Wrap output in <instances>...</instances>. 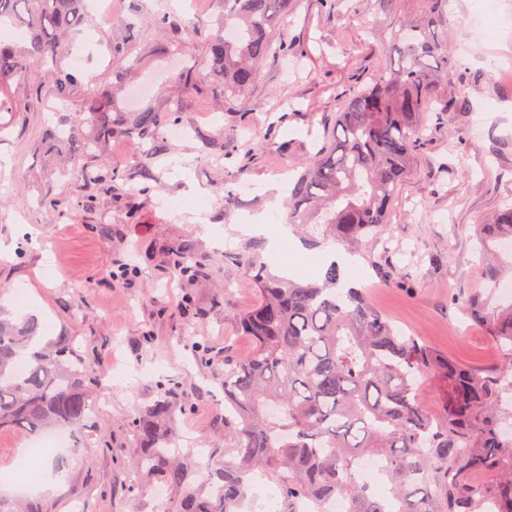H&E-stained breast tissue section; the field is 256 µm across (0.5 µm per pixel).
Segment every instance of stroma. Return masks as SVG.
<instances>
[{"instance_id":"35a3bbf8","label":"stroma","mask_w":512,"mask_h":512,"mask_svg":"<svg viewBox=\"0 0 512 512\" xmlns=\"http://www.w3.org/2000/svg\"><path fill=\"white\" fill-rule=\"evenodd\" d=\"M178 0H112L108 18H92L75 36L76 67L83 90L61 105L36 98L30 81L12 84L25 103L0 112V243L32 236L51 244L55 271L41 250L0 261V284L8 293L0 307L16 318H50L49 339L68 337L94 367L93 406L71 449L49 456L63 465V484L42 491L48 512H160L161 501L128 492L131 420L156 397L162 381L174 380L191 405L177 416L196 457L193 480L205 484L224 462V358L252 349L235 316L257 301L250 262L278 268L290 251L296 279L318 280L324 250L294 251L297 235H278L287 201L281 191L312 152V138L335 121L355 81L390 68L380 35L384 23L371 0H349L336 14L320 0H295L283 28L301 58L270 57L253 88L228 98L221 81L200 77L181 95L177 121L187 137L168 140L167 151L140 175L137 136H113L106 148L117 182L99 180L96 163L70 175L50 140V113L82 112L90 95L112 94L103 44L122 35V18L136 16L141 44L127 57L126 92L143 84L144 102L164 111L182 67L154 49L172 33L151 17ZM448 43L462 63L458 78L469 84L467 109L445 115L417 150L411 173L392 201L381 231L358 253L337 248L345 281L358 283L377 311L405 332L421 336L440 355L474 367L496 366L493 340L457 308L481 286L476 226L512 203V0H454ZM223 139L224 156L203 154V139ZM252 180L256 190L231 201L212 196L216 183L236 188ZM135 211H127V203ZM110 222L97 228L96 215ZM267 220L264 233L240 230L246 217ZM192 240L207 275L196 283L171 279L167 247ZM129 263L136 277L118 280ZM391 268L392 278L380 271ZM24 296H16V289ZM196 326L195 340L181 334ZM209 353L199 365L194 345Z\"/></svg>"}]
</instances>
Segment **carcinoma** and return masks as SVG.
Masks as SVG:
<instances>
[{"mask_svg": "<svg viewBox=\"0 0 512 512\" xmlns=\"http://www.w3.org/2000/svg\"><path fill=\"white\" fill-rule=\"evenodd\" d=\"M224 27L209 31L203 56L184 70L183 86L207 69L239 96L255 83L261 64L288 56L292 45L278 32L292 0H214ZM372 0L391 31L386 51L393 67L370 78L343 99L336 121L313 161L288 184V223L317 247L354 249L377 234L400 183L410 173L419 141L430 129L429 114L468 106L464 83L454 103L439 105V83L461 62L448 49L450 0ZM84 0H0V26H24L29 41L0 44V112L21 101L10 92L21 77L37 78L36 96L67 101L82 86L77 73L61 66L65 38L88 21ZM171 29L172 48L189 47L200 29L196 19L166 13L153 17ZM234 27L232 35L226 27ZM136 22L124 24L120 40L107 46L112 77L121 83L127 48L141 42ZM55 74L40 78L47 60ZM162 119L152 108L121 112L107 98L54 129L72 170L98 163L112 180L106 142L132 131L144 145L142 158L163 150ZM485 289L458 302L498 345L499 370L481 372L443 357L384 318L360 288H346L336 262L320 282H302L254 265L257 303L237 315L253 341L241 358L224 357V433L234 442L224 463L195 487L193 454L178 448L176 415L183 397L175 383H160L157 399L134 421V480L129 492L158 481L175 492L163 512H237L259 471L279 488V512H297L302 500L320 505L340 493L349 512H389L387 500L355 477L364 455L384 461L383 479L398 512H512V437L500 426L512 417V304L494 303L493 287L512 272L498 260L496 243L512 238V204L479 225ZM171 270L183 279L204 275L206 264L187 240L169 251ZM39 325L0 315V432L37 436L55 428L76 431L91 411L90 370L71 343L41 344ZM24 365L23 373L17 372ZM434 372L448 384L441 415L429 412L418 379ZM495 476L492 483L475 480ZM0 512H47L37 495L0 494Z\"/></svg>", "mask_w": 512, "mask_h": 512, "instance_id": "1", "label": "carcinoma"}]
</instances>
